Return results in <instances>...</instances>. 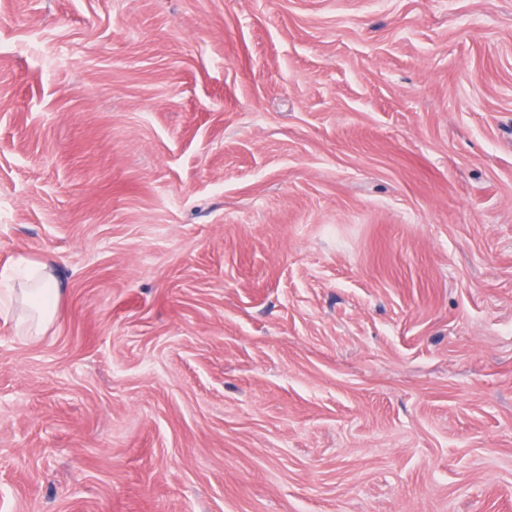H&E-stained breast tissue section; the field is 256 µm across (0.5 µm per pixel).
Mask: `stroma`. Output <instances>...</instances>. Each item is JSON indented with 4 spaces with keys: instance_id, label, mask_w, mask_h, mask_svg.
I'll return each instance as SVG.
<instances>
[{
    "instance_id": "1",
    "label": "stroma",
    "mask_w": 512,
    "mask_h": 512,
    "mask_svg": "<svg viewBox=\"0 0 512 512\" xmlns=\"http://www.w3.org/2000/svg\"><path fill=\"white\" fill-rule=\"evenodd\" d=\"M0 512H512V0H0ZM17 286L22 287L21 299L28 311V333L41 335L55 318L60 295L55 263L22 258L0 272V288L14 292Z\"/></svg>"
}]
</instances>
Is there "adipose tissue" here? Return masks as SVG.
Wrapping results in <instances>:
<instances>
[{"mask_svg": "<svg viewBox=\"0 0 512 512\" xmlns=\"http://www.w3.org/2000/svg\"><path fill=\"white\" fill-rule=\"evenodd\" d=\"M0 288L20 291L30 334L41 335L53 322L60 288L52 260L20 259L0 271Z\"/></svg>", "mask_w": 512, "mask_h": 512, "instance_id": "ef3b65f1", "label": "adipose tissue"}]
</instances>
